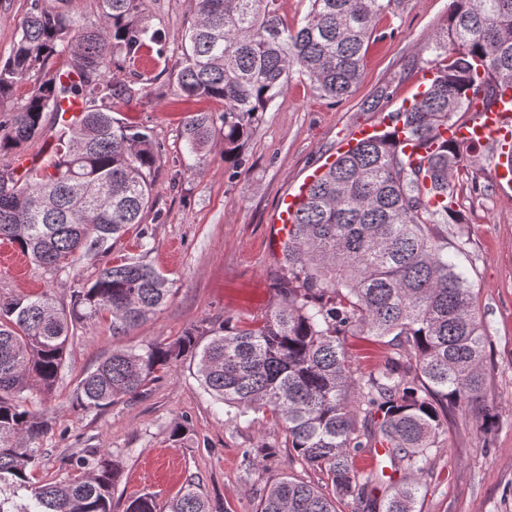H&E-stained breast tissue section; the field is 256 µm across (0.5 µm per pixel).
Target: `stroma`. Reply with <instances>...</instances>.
<instances>
[{
  "label": "stroma",
  "instance_id": "stroma-1",
  "mask_svg": "<svg viewBox=\"0 0 512 512\" xmlns=\"http://www.w3.org/2000/svg\"><path fill=\"white\" fill-rule=\"evenodd\" d=\"M451 0H394L375 22L363 63V79L340 101L323 96L309 80L293 75L269 106L263 122L237 160L225 161L222 141L203 160L187 153L181 137L186 113L216 110V103L176 93L170 69L181 54L179 37L193 20L192 0H144L148 21L170 35L166 56L149 54L147 63H120L125 80L141 75L149 96L118 103L120 119L151 128L160 162L154 170L152 205L142 225L114 241L107 254L81 260L58 273L45 271L0 240V298L47 294L69 305L74 289L94 279L99 268L125 257H144L172 282L166 304L127 336H113L109 318L79 325L66 357L64 379L43 406L52 429L38 442L50 454L33 472L34 482L71 481L82 469L64 455L100 448L117 455L122 476L112 493L114 512L143 494L153 495L157 512L196 477L210 503L230 512H256L264 489L290 475L318 485L322 473L298 459L271 415L250 414L230 424L195 378L192 359L178 362L136 398H122L104 409L72 405L77 380L115 348L168 343L196 327L243 326L260 322L276 306L274 277L282 246L271 229L282 198L314 171L332 162L354 128L376 123L419 93L435 65L431 51L448 23ZM494 161L464 160L451 182L459 224L442 225L448 239L463 238L454 262L467 274L476 310L492 346L486 398L499 412L492 434L475 418L453 410L444 446L418 477L422 485L416 512H512V203L503 202L492 177ZM151 238L143 253L140 232ZM352 366L366 375L393 355L412 361L409 347L390 340L346 341ZM187 431L172 436L174 424ZM273 448L275 457L243 473L241 452Z\"/></svg>",
  "mask_w": 512,
  "mask_h": 512
}]
</instances>
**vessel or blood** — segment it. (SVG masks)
<instances>
[{"label": "vessel or blood", "mask_w": 512, "mask_h": 512, "mask_svg": "<svg viewBox=\"0 0 512 512\" xmlns=\"http://www.w3.org/2000/svg\"><path fill=\"white\" fill-rule=\"evenodd\" d=\"M440 139L470 144L478 149H491L512 140V110L504 105L477 109L463 123L441 129Z\"/></svg>", "instance_id": "vessel-or-blood-1"}]
</instances>
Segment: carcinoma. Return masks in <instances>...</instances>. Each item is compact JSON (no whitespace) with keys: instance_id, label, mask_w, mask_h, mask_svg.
Masks as SVG:
<instances>
[{"instance_id":"carcinoma-1","label":"carcinoma","mask_w":512,"mask_h":512,"mask_svg":"<svg viewBox=\"0 0 512 512\" xmlns=\"http://www.w3.org/2000/svg\"><path fill=\"white\" fill-rule=\"evenodd\" d=\"M274 0H194V19L179 36L171 68L180 95L221 104L183 121L188 151L202 157L215 139L224 159L237 158L270 104L297 72L324 96L342 99L362 78L373 23L394 0H310L293 28ZM448 27L433 45L441 61L414 103L393 113L426 144L461 121L473 99L486 105L512 88V0H452ZM96 23L65 8L66 0H32L9 58L0 65V103L29 86L0 123V156L42 137L44 114L61 120L44 169L0 166V237L47 271L112 249L142 223L152 203L151 173L160 162L152 130L117 119L118 99L149 94L112 77V58L127 63L153 48L166 54L168 32L142 16V0H99ZM66 53L68 69L49 73ZM80 105L79 119L64 120ZM470 146L445 145L412 160L388 128L341 153L303 192L282 245L277 305L259 325L192 329L174 341L114 349L77 383V405L101 409L134 398L182 358L215 401L235 409L230 421L268 411L288 447L327 476L318 486L284 476L269 485L258 512H414L418 485L384 486L385 470L359 471L354 461L382 449L391 471L420 473L442 448L448 412L462 409L485 429L498 422L486 402L488 336L472 283L448 260L442 224H458L450 178ZM170 280L139 258L102 267L73 291L69 308L47 295L0 299V512H113L120 464L109 451L73 460L79 480L37 485L35 443L52 429L42 408L63 379L77 324L112 319L126 336L166 303ZM347 336L404 339L415 363L392 357L355 379ZM273 448H245L242 465ZM125 512H156L148 495ZM170 512L213 509L188 482Z\"/></svg>"}]
</instances>
